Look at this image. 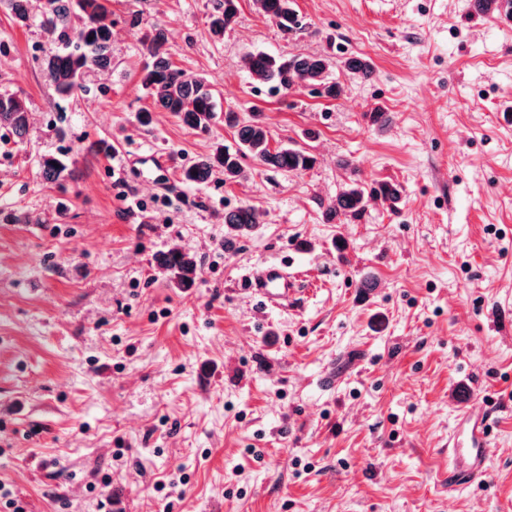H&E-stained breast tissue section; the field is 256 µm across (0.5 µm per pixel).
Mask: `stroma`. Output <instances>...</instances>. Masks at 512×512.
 Returning a JSON list of instances; mask_svg holds the SVG:
<instances>
[{
	"instance_id": "35a3bbf8",
	"label": "stroma",
	"mask_w": 512,
	"mask_h": 512,
	"mask_svg": "<svg viewBox=\"0 0 512 512\" xmlns=\"http://www.w3.org/2000/svg\"><path fill=\"white\" fill-rule=\"evenodd\" d=\"M218 3L111 0L112 68L64 98L39 25L0 10V91L30 111L24 141L0 128V512H512V19L469 0H295L286 34L238 0L217 39ZM155 25L211 82L209 132L138 122ZM257 51L325 56L344 91H270L243 63ZM350 53L370 80L342 72ZM228 111L315 165L247 156L236 182L184 183L234 145ZM45 155L70 176L44 180ZM355 179L399 184L398 210L370 196L327 221ZM242 204L263 222L225 243ZM174 245L199 267L187 292L155 266ZM268 263L298 273L288 302L245 289ZM462 385L494 415L486 475L452 491ZM238 0H223L216 14L211 16L210 31L214 37L220 38L224 30L236 21Z\"/></svg>"
}]
</instances>
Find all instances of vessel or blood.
I'll list each match as a JSON object with an SVG mask.
<instances>
[{
	"mask_svg": "<svg viewBox=\"0 0 512 512\" xmlns=\"http://www.w3.org/2000/svg\"><path fill=\"white\" fill-rule=\"evenodd\" d=\"M294 279L280 265L271 264L253 272L247 286L265 302L287 299L294 290ZM460 411L457 424L448 436V485L461 487L483 477L485 448L491 430V414L481 407L474 393L465 387L455 394Z\"/></svg>",
	"mask_w": 512,
	"mask_h": 512,
	"instance_id": "vessel-or-blood-1",
	"label": "vessel or blood"
}]
</instances>
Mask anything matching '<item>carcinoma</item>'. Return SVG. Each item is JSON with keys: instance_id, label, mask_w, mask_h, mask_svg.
Instances as JSON below:
<instances>
[{"instance_id": "obj_1", "label": "carcinoma", "mask_w": 512, "mask_h": 512, "mask_svg": "<svg viewBox=\"0 0 512 512\" xmlns=\"http://www.w3.org/2000/svg\"><path fill=\"white\" fill-rule=\"evenodd\" d=\"M478 4L477 14L494 17L502 13L512 16V0H473ZM257 11L288 34L300 28L294 0H254ZM13 22L27 26L34 18L47 34L54 49L40 61L54 93L60 97L71 95L80 87V79L88 72L112 68V22L107 20L106 0H46L40 13L33 12L31 0H4ZM238 0H223L216 14L211 16L210 31L214 37L224 36V30L236 21ZM147 60L140 72V83L152 100L154 108L176 116L185 126L207 132L216 112V104L208 81L200 75H189L176 68L165 28L154 26L144 40ZM244 63L253 79L270 86L276 92H288L298 83L306 82L322 95L336 98L343 92L341 83L327 79L329 60L321 55L298 54L288 58L264 52L244 56ZM346 74L363 80L371 78V63L351 56L343 61ZM224 120L236 129L238 148L217 143L206 154L200 155L182 171V180L200 185L217 172L224 181L233 182L243 176L241 159L249 154L268 169L281 172H301L310 169L315 158L297 147L271 148L268 131L258 120L242 122L234 112H227ZM30 121L26 102L8 92H0V127L8 129L17 139L25 137ZM42 176L49 181L64 177L68 170L65 161L54 155L40 158ZM370 194L383 199L392 210H397L401 188L390 182H381L371 188ZM365 188L355 181L336 195L328 206L327 221L344 218L359 219L364 211ZM261 223V213L250 205L224 211V242L251 235ZM158 269L164 272L172 287L189 291L196 287L198 264L192 256L173 246L155 257Z\"/></svg>"}]
</instances>
